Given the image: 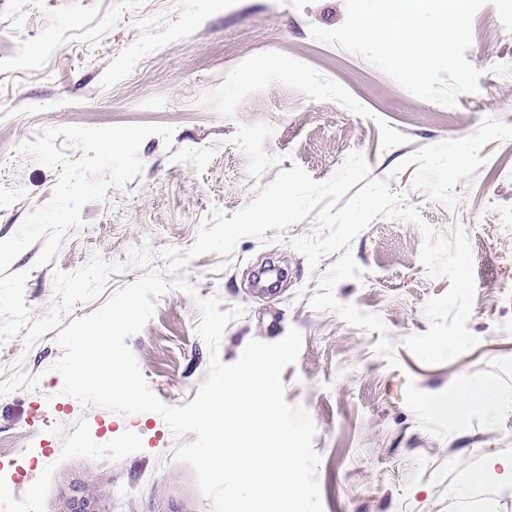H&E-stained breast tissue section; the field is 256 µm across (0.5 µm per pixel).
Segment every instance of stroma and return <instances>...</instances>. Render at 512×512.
<instances>
[{"label": "stroma", "instance_id": "stroma-1", "mask_svg": "<svg viewBox=\"0 0 512 512\" xmlns=\"http://www.w3.org/2000/svg\"><path fill=\"white\" fill-rule=\"evenodd\" d=\"M345 0H0V240L50 200L55 170L19 155V143L48 127L161 124L141 144V175L82 209L57 257L38 264L41 243L22 251L10 272L28 280L32 317L54 301L55 271L93 257L124 265L108 292L134 282V249L148 247L166 272L164 248L188 249L213 209L234 214L272 182L248 172L232 142L238 125L267 123L268 154L280 169L301 166L329 179L361 153L372 176L418 150L474 134L485 118L512 125V33L492 5L473 19L466 53L479 89L452 106L420 99L382 70L315 40L311 26L334 29ZM487 162L457 184V209L413 189V168L391 179L421 217L440 231L462 226L472 250L475 297L468 322L480 343L441 364L419 361L403 344L426 332L425 306L450 282L429 276L422 234L411 223L379 218L352 242L364 276L335 287L336 298L379 316L398 367L374 350L379 332L351 326L310 299L338 259L317 266L290 241L314 233V217L281 240L242 238L230 256L190 259L180 275L195 295L173 289L126 343L153 393L171 407L191 402L210 362L196 334L197 298L245 313L225 328L219 358L231 364L253 339L303 336L297 360L282 371L284 396L310 414L324 512H512V139L481 150ZM62 351L54 332L33 347L0 345V512H58L63 501L99 491L101 512H213L192 468L173 460L178 441L153 412L122 416L82 407L62 395L53 371ZM487 390L464 412L463 388ZM37 435L42 447L26 445Z\"/></svg>", "mask_w": 512, "mask_h": 512}]
</instances>
